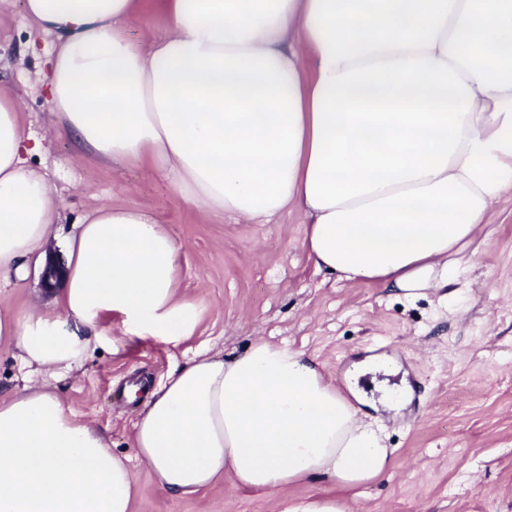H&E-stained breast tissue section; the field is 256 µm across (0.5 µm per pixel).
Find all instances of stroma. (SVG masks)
<instances>
[{"label": "stroma", "instance_id": "35a3bbf8", "mask_svg": "<svg viewBox=\"0 0 512 512\" xmlns=\"http://www.w3.org/2000/svg\"><path fill=\"white\" fill-rule=\"evenodd\" d=\"M24 3L0 0V93L15 101L26 135L44 145L28 163L46 174L62 204L61 236L49 252L62 255L64 235L90 208L137 206L181 243L177 294L201 309L193 338L183 342L132 336L117 317L101 322L100 335L115 347L97 349L77 373L53 382L65 407L93 421L113 451L131 456L139 404L126 391L159 387L200 349L231 355L263 337L313 355L339 384L354 364L377 355L391 372L361 375L357 387L367 399L363 413L387 427L395 466L353 512H512V194L467 249L447 306L430 291L409 303L375 285L336 279L308 259L298 212L267 224L207 214L143 161L109 166L52 132L43 75L57 37L36 29ZM42 269L31 261L24 276L0 277V303L17 317L48 306ZM403 386L407 399L383 406L385 391ZM133 471L132 512H283L286 499L336 492L322 479L285 494L242 491L227 476L180 498L161 491L142 466Z\"/></svg>", "mask_w": 512, "mask_h": 512}]
</instances>
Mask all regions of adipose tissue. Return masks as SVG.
<instances>
[{"label": "adipose tissue", "instance_id": "ef3b65f1", "mask_svg": "<svg viewBox=\"0 0 512 512\" xmlns=\"http://www.w3.org/2000/svg\"><path fill=\"white\" fill-rule=\"evenodd\" d=\"M166 20L145 50L122 25L142 0H25L58 36L54 129L107 163L171 178L205 212L305 220L316 269L411 301L459 274V256L512 192V0H154ZM16 105L0 96V271L56 236L60 203L23 158ZM55 306L0 345L28 375L0 399V512H131L134 463L175 497L224 475L287 491L323 478L335 495L284 512H351L393 465L370 420L304 350L264 338L234 356L200 350L148 392L114 452L50 380L136 335L190 340L200 311L176 296L181 245L146 211L99 206L67 238Z\"/></svg>", "mask_w": 512, "mask_h": 512}]
</instances>
